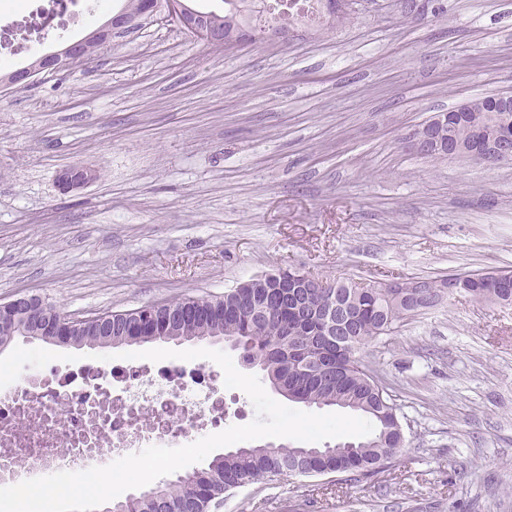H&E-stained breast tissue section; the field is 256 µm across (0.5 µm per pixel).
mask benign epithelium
I'll return each instance as SVG.
<instances>
[{
	"mask_svg": "<svg viewBox=\"0 0 512 512\" xmlns=\"http://www.w3.org/2000/svg\"><path fill=\"white\" fill-rule=\"evenodd\" d=\"M161 15L167 20L175 23L190 35L203 40L209 44L233 45L238 46L254 39V35L249 32H243L228 40L215 33L209 19L206 15L191 10L186 0H152L147 13L133 20L122 16L111 18L108 23L100 27L85 37L74 41L58 52L45 54L38 57L28 66L12 71L0 77V84L13 86L17 84L30 85L36 78L44 72H56L65 67L72 58L83 53L87 44L98 41L105 45L112 42V38L123 34L143 21H148ZM478 104L483 112L499 114L504 117V121L499 125L496 140L490 144L477 136L467 145H456L450 149L449 154L465 157L474 161H512V120L508 113L512 112V93H497L486 96L481 100L474 102L468 100L455 108L457 112H466L473 104ZM411 148L421 156H427L439 148L429 125L424 124L415 129L409 139ZM1 307L9 310L14 317L22 319L25 324L35 323L42 318L43 310L46 308V302L36 295H18L12 300L3 303Z\"/></svg>",
	"mask_w": 512,
	"mask_h": 512,
	"instance_id": "obj_1",
	"label": "benign epithelium"
}]
</instances>
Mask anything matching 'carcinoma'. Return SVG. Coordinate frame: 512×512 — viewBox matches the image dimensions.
Instances as JSON below:
<instances>
[{
    "mask_svg": "<svg viewBox=\"0 0 512 512\" xmlns=\"http://www.w3.org/2000/svg\"><path fill=\"white\" fill-rule=\"evenodd\" d=\"M222 12H208L225 34L255 21L280 29L306 23L286 11L266 14L263 0H222ZM495 135L493 120L482 112L456 117L443 140L468 141L475 127ZM449 279H416L402 290L385 284L358 288L330 284L309 288L300 273L283 270L245 281L222 296L184 297L112 312V328L84 320L70 336H49L28 328L29 338L59 340L77 347L106 348L147 342L230 340L240 358L257 367L270 385L280 382L288 398L309 406H339L367 417L374 425L363 441L305 452L300 447L259 445L214 458L206 467L138 494L111 501L112 512H215L233 490L285 475L345 473L356 482L372 481L404 447L395 430L396 404L367 372L357 352L365 342L393 332L413 313L433 306L448 293ZM460 291L477 300L512 304V282L474 273L460 280ZM348 309L351 322L339 337L326 335L323 309L330 301Z\"/></svg>",
    "mask_w": 512,
    "mask_h": 512,
    "instance_id": "carcinoma-1",
    "label": "carcinoma"
}]
</instances>
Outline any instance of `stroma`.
<instances>
[{"label": "stroma", "instance_id": "1", "mask_svg": "<svg viewBox=\"0 0 512 512\" xmlns=\"http://www.w3.org/2000/svg\"><path fill=\"white\" fill-rule=\"evenodd\" d=\"M0 60V74L102 26ZM512 92V0H359L349 22L233 49L160 22L0 88V304L75 317L294 269L365 286L512 270V162L415 154L434 113ZM94 180L65 192L60 171ZM396 399L380 487L239 488L222 512H512V304L459 295L358 353ZM1 307L12 312L14 318L22 319L26 325L39 321L45 308L48 317L43 321L44 326L48 324L58 325L63 315H65L53 305L48 304L46 307V302L36 295H17L9 302L1 303Z\"/></svg>", "mask_w": 512, "mask_h": 512}]
</instances>
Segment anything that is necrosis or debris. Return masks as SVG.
Returning a JSON list of instances; mask_svg holds the SVG:
<instances>
[{
  "instance_id": "necrosis-or-debris-1",
  "label": "necrosis or debris",
  "mask_w": 512,
  "mask_h": 512,
  "mask_svg": "<svg viewBox=\"0 0 512 512\" xmlns=\"http://www.w3.org/2000/svg\"><path fill=\"white\" fill-rule=\"evenodd\" d=\"M224 423V390L199 367L49 365L0 390V486L10 471L86 470L99 458L181 447Z\"/></svg>"
}]
</instances>
